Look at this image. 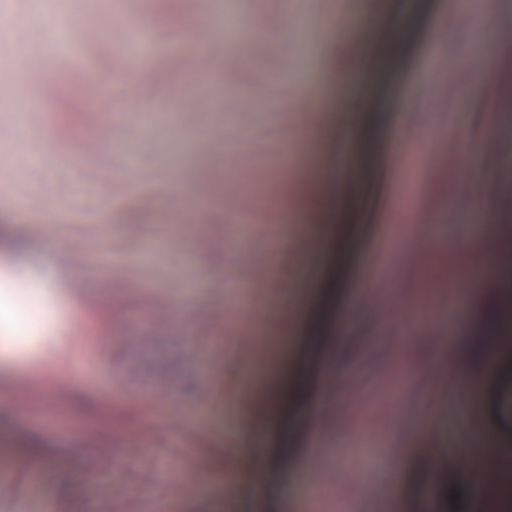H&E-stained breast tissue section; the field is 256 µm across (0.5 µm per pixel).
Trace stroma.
<instances>
[{
	"mask_svg": "<svg viewBox=\"0 0 512 512\" xmlns=\"http://www.w3.org/2000/svg\"><path fill=\"white\" fill-rule=\"evenodd\" d=\"M471 2L62 0L112 89L92 97L49 7L0 0V232L26 243L0 251V400L32 390L0 407V512H442L462 459L512 456V326L485 328L476 384L450 368L512 282V244L485 248L512 225V42L486 51L512 0ZM359 92L387 134L357 133ZM338 183L328 250L304 194ZM243 421L286 455L243 448Z\"/></svg>",
	"mask_w": 512,
	"mask_h": 512,
	"instance_id": "stroma-1",
	"label": "stroma"
}]
</instances>
